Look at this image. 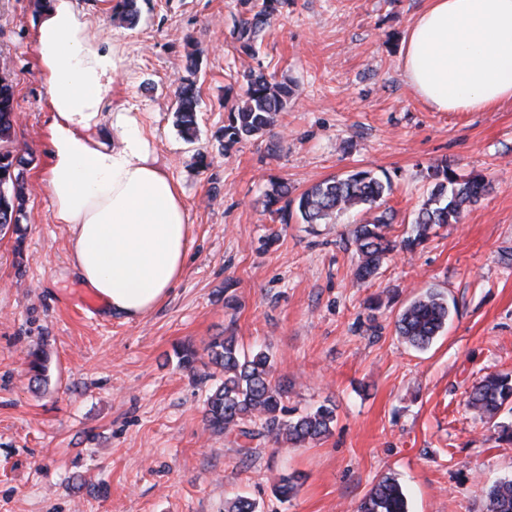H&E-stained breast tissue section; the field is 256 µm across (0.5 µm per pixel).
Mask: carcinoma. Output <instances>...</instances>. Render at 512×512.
<instances>
[{
	"label": "carcinoma",
	"mask_w": 512,
	"mask_h": 512,
	"mask_svg": "<svg viewBox=\"0 0 512 512\" xmlns=\"http://www.w3.org/2000/svg\"><path fill=\"white\" fill-rule=\"evenodd\" d=\"M286 0H239L241 17L236 26L240 53L253 57L258 53L257 37ZM113 15L130 24L138 17L137 0H115ZM244 101L229 111L227 123L218 132L220 143L234 144L261 134L274 126L278 113L284 111L294 96L288 80L252 69L243 73ZM198 92L195 82L185 79L178 91L177 121L182 137L192 142L197 135ZM16 110L14 89L8 77L0 75V142L14 134ZM29 164L25 156L15 158L0 152V231L10 229L21 236L25 218L26 191L23 170ZM434 187L412 221L411 232L401 240L388 235L394 215L383 213L374 221L357 224L352 240L358 257L355 279L364 282L373 276L392 253H413L430 238L435 227L458 221L469 206L477 203L489 190L485 177L476 174L459 179L447 163L429 166ZM389 183L366 170L352 171L318 183L299 196L290 197L288 183L279 181L265 193L262 205L282 224L290 223L297 213L308 224H321L336 214H345L359 206L374 207L382 199ZM448 301L430 290L413 300L399 314L395 329L406 343L417 350L429 348L448 322ZM210 362L224 371V380L207 397L204 419L214 433H237L254 439L270 438L275 443L293 446L321 440L331 434L336 408L321 405L314 411L289 417L285 406L287 389L274 381L273 360L259 350L241 351L232 336H219L209 345ZM29 369L33 380H47L48 356L43 350L30 353ZM512 405V375L491 374L473 385L467 406L487 423L500 428L501 436L512 441V426L496 419ZM226 512H256V503L238 495L226 503ZM356 512H407L401 484L383 477L358 504ZM488 512H512V478L503 479L488 491Z\"/></svg>",
	"instance_id": "1"
}]
</instances>
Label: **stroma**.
Wrapping results in <instances>:
<instances>
[{
  "label": "stroma",
  "mask_w": 512,
  "mask_h": 512,
  "mask_svg": "<svg viewBox=\"0 0 512 512\" xmlns=\"http://www.w3.org/2000/svg\"><path fill=\"white\" fill-rule=\"evenodd\" d=\"M125 56L112 104L138 112L159 162L182 189L190 260L169 297L127 322L90 293L54 223L46 87L35 47L36 0H0V73L12 80L17 122L1 150L27 153L24 239L0 232V512H224L244 494L257 512H355L385 476L408 512H486L487 490L512 477V443L466 405L473 384L512 372V101L487 112H434L406 81L402 36L427 0H288L241 54L238 0H138L130 26L113 0H78ZM200 69L197 138L175 125L187 52ZM263 69L295 95L276 126L220 147L215 133L244 99L242 73ZM483 175L488 193L415 253L396 252L357 282L350 231L392 209L401 238L432 188L431 164ZM389 176L381 207L327 224L274 220L271 182L293 194L351 171ZM430 289L448 324L424 351L395 321ZM235 336L265 349L287 406L336 407L323 440L251 441L203 422L216 380L208 346ZM197 352L194 370L174 351ZM50 357L48 385L28 354ZM297 476L295 496L272 489Z\"/></svg>",
  "instance_id": "35a3bbf8"
}]
</instances>
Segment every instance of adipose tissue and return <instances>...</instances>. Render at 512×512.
<instances>
[{"mask_svg":"<svg viewBox=\"0 0 512 512\" xmlns=\"http://www.w3.org/2000/svg\"><path fill=\"white\" fill-rule=\"evenodd\" d=\"M36 51L51 112L46 187L70 230V262L112 315L143 318L181 279L192 244L182 191L138 113L104 115L122 51L76 0H43ZM401 64L435 112L512 101V0H429L402 39ZM112 128L111 141L98 130Z\"/></svg>","mask_w":512,"mask_h":512,"instance_id":"adipose-tissue-1","label":"adipose tissue"}]
</instances>
